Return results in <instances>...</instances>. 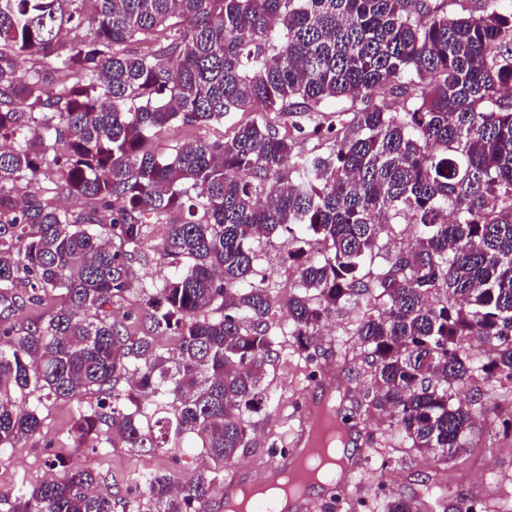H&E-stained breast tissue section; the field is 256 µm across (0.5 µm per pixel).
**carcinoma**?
Listing matches in <instances>:
<instances>
[{"label":"carcinoma","mask_w":512,"mask_h":512,"mask_svg":"<svg viewBox=\"0 0 512 512\" xmlns=\"http://www.w3.org/2000/svg\"><path fill=\"white\" fill-rule=\"evenodd\" d=\"M483 2L462 17L448 0H0V390L35 396L30 409L0 399V447L69 399L82 446L107 426L129 448L188 438L230 462L244 418L268 406L282 340L313 361L322 322L354 303L348 334L374 388L340 397L342 421L387 413L411 448L464 450L479 411L449 383L479 374L512 392V8ZM154 33L155 52L125 51ZM381 87L400 110L325 107ZM237 112L253 116L222 143L165 156L150 145L158 129ZM312 139L327 153L304 150ZM48 178L89 211L1 194ZM173 211L182 219L168 224ZM406 218L419 238L376 263ZM156 226L173 271L146 283L131 261ZM274 236L297 285L286 332L260 270ZM132 292L175 348L112 320ZM48 294L59 308L47 322L10 320ZM372 445L394 461L388 438ZM218 478L176 491L170 475L147 476L151 512H195ZM99 483L74 467L13 512H113ZM382 512L415 510L386 494Z\"/></svg>","instance_id":"obj_1"}]
</instances>
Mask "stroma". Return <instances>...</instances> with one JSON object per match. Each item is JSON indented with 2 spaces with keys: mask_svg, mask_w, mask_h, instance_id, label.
<instances>
[{
  "mask_svg": "<svg viewBox=\"0 0 512 512\" xmlns=\"http://www.w3.org/2000/svg\"><path fill=\"white\" fill-rule=\"evenodd\" d=\"M232 134L230 123H213L200 127H170L152 137L156 151L169 153L173 145L196 139L221 142ZM286 250L282 240L274 238L265 247L264 267L277 288L276 320L288 322V296L294 283L283 264ZM348 316L332 317L334 335L323 338L315 362L336 365L343 389L354 390L369 385V377L353 381L347 370L352 355L359 351L353 338L345 336ZM304 362L281 359L266 368L265 386L273 402L266 411L250 422L256 440L239 449L232 463L217 460L199 448H163L156 452L126 447L117 430H109L108 443L97 449L79 447L72 430L76 419L74 402L58 400L47 403L40 412L39 430L15 448L0 447V512H12L22 495L47 478L64 477L67 470L82 466L101 477V491L111 493L115 512H148L149 499L139 478L162 471L181 481L202 471L224 474L227 466L243 470L268 460L283 448L289 434L300 422L299 402L306 385ZM395 462L380 470L374 457L365 462L359 501L371 504L383 492L413 496L417 512H441L451 506L462 512L476 496L496 501L503 492L512 490V432L505 431L500 420L480 417L470 444L458 457L444 462L431 453L408 447L399 448ZM431 485L434 496L442 499L434 507L432 499L422 496L424 485Z\"/></svg>",
  "mask_w": 512,
  "mask_h": 512,
  "instance_id": "35a3bbf8",
  "label": "stroma"
}]
</instances>
